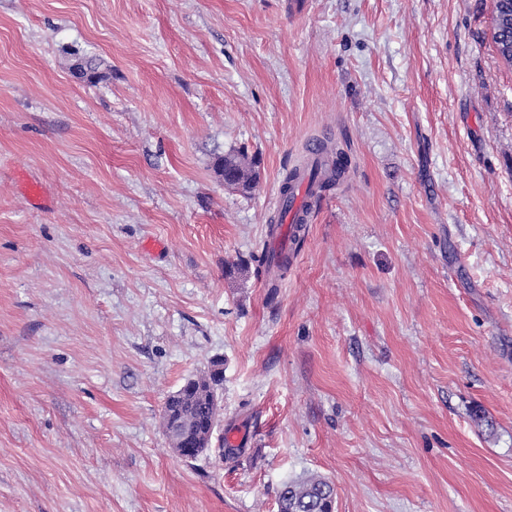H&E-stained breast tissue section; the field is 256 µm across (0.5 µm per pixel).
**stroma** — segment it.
Segmentation results:
<instances>
[{"instance_id": "stroma-1", "label": "stroma", "mask_w": 512, "mask_h": 512, "mask_svg": "<svg viewBox=\"0 0 512 512\" xmlns=\"http://www.w3.org/2000/svg\"><path fill=\"white\" fill-rule=\"evenodd\" d=\"M491 13L0 0V512H277L312 475L334 512H512V67ZM315 140L350 166L272 291L251 255ZM241 151L248 194L215 168ZM216 360L212 446L175 457L164 403Z\"/></svg>"}]
</instances>
